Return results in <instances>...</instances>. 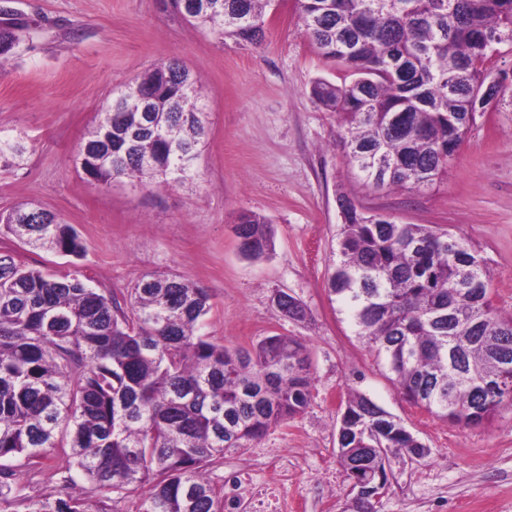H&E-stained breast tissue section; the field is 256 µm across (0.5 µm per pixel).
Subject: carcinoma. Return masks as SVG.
I'll return each mask as SVG.
<instances>
[{
  "mask_svg": "<svg viewBox=\"0 0 512 512\" xmlns=\"http://www.w3.org/2000/svg\"><path fill=\"white\" fill-rule=\"evenodd\" d=\"M183 13L216 36L256 44L275 0H198ZM302 33L352 80L315 81L340 119L338 141L373 188L430 186L484 116L487 64L512 44V0H297ZM206 136L198 80L176 61L128 83L100 112L76 163L94 180L180 184ZM26 147L0 129V166ZM347 203L329 278L355 334L385 360L411 403L464 427L512 409V314L498 312L486 260L465 239L399 224ZM240 248L260 258L269 223L243 212ZM20 242L78 257L79 235L37 205L0 214ZM209 289L144 276L125 312L77 271L28 268L0 247V504L21 512H91V494L140 493L136 512H224V486L205 477L227 448H245L305 412L313 378L306 344L268 336L250 350L199 333ZM276 306L303 321L302 303ZM337 458L354 490L389 482L391 459L428 454L402 422L349 395ZM56 452L63 492L25 496L9 462Z\"/></svg>",
  "mask_w": 512,
  "mask_h": 512,
  "instance_id": "obj_1",
  "label": "carcinoma"
}]
</instances>
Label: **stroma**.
Segmentation results:
<instances>
[{
  "mask_svg": "<svg viewBox=\"0 0 512 512\" xmlns=\"http://www.w3.org/2000/svg\"><path fill=\"white\" fill-rule=\"evenodd\" d=\"M14 55L0 62V128L25 137L20 166L0 168V212L33 203L78 231L82 256L36 250L12 236L0 247L26 266L77 270L91 287L123 298L148 274L177 275L210 288L201 334L234 348L273 335L309 349L315 384L307 410L269 430L263 448L293 459L289 496L310 495L324 471L335 481L308 512H350L354 493L340 467L337 433L351 392L370 397L429 453L392 461L378 512H512V412L464 428L408 402L383 360L355 336L329 291L341 222L337 200L351 194L369 214L427 224L466 238L487 258L494 303L512 313V83L505 104L479 118L432 186L376 189L337 145L339 118L319 107L314 81L347 82L301 32L295 0L254 45L219 40L187 23L170 0H13ZM175 60L198 80L207 134L192 180L159 188L85 175L73 155L112 97L157 61ZM266 217L273 250L260 259L239 248V213ZM287 293L309 311L280 316ZM25 495L56 496L53 457L20 470Z\"/></svg>",
  "mask_w": 512,
  "mask_h": 512,
  "instance_id": "stroma-1",
  "label": "stroma"
}]
</instances>
